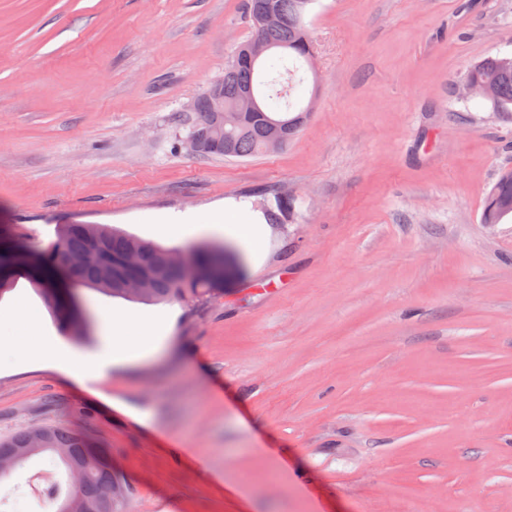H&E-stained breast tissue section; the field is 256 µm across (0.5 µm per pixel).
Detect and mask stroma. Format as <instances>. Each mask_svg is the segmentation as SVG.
I'll return each instance as SVG.
<instances>
[{"label":"stroma","instance_id":"stroma-1","mask_svg":"<svg viewBox=\"0 0 512 512\" xmlns=\"http://www.w3.org/2000/svg\"><path fill=\"white\" fill-rule=\"evenodd\" d=\"M244 3L0 0V231L41 248L58 225L107 224L221 242L235 266L206 301L76 288L79 342L17 277L0 296V435L88 434L112 453L122 512H512V219L481 221L512 171V121L461 84L512 53V0H316L299 137L188 153L180 122L252 35ZM286 195L264 256L206 223L225 201L262 214ZM183 215L205 224L193 239L165 231ZM104 308L166 337L77 380ZM47 463L0 499L50 512L21 497Z\"/></svg>","mask_w":512,"mask_h":512}]
</instances>
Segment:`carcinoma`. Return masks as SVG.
Listing matches in <instances>:
<instances>
[{
	"mask_svg": "<svg viewBox=\"0 0 512 512\" xmlns=\"http://www.w3.org/2000/svg\"><path fill=\"white\" fill-rule=\"evenodd\" d=\"M315 0H273L281 23L271 29L251 26V40L271 46L258 61H242L236 56L224 65L221 81L224 108H230L243 88H249L260 99L264 111L236 126H226L220 135L207 140L200 152L203 157L245 158L268 151L266 138L269 123L288 124V140L296 138L308 118L309 105L294 112H284L282 93L267 94L257 80L262 70H284L293 79L289 62L312 65L313 50L305 17ZM465 81L487 86L491 95L486 98L492 111L512 118V55L490 57L470 66ZM195 118L187 125L190 136L216 121L224 122V113L212 111L204 94L193 102ZM512 215V174L503 176L491 190L485 204L482 223L498 224ZM135 252L139 261L127 263V255ZM172 249L118 231L105 224H61L56 239L36 252L27 247L0 249V293L13 280L19 267L33 271V282L41 286L45 297L51 299L64 330L74 340L83 338L85 324L67 297H59L55 288L59 277L111 297H125L121 283L138 279L146 286L139 301L168 302L187 297L204 300L224 292V247L200 244L192 252L190 267L181 269L166 262ZM64 255L76 257L72 266H60ZM42 434L41 447L29 446L30 431L0 437V453L19 451L17 466H23L34 456L49 453L60 457L68 474L66 485L55 481L43 493V498L71 512H118L119 500L109 498L114 486L111 452L98 447L83 433L63 425H47L36 429Z\"/></svg>",
	"mask_w": 512,
	"mask_h": 512,
	"instance_id": "carcinoma-1",
	"label": "carcinoma"
}]
</instances>
